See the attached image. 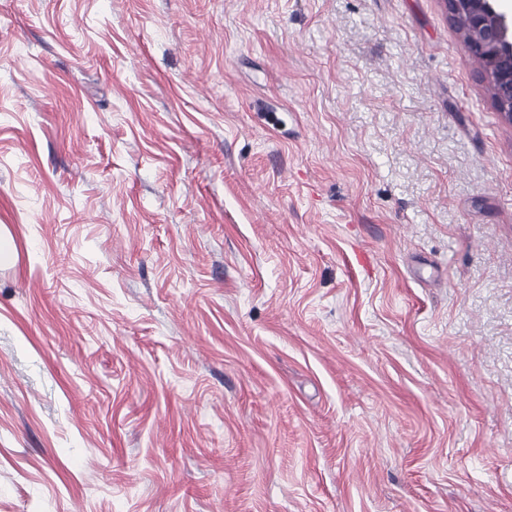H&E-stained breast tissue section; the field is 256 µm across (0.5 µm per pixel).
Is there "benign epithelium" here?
I'll return each instance as SVG.
<instances>
[{"mask_svg": "<svg viewBox=\"0 0 512 512\" xmlns=\"http://www.w3.org/2000/svg\"><path fill=\"white\" fill-rule=\"evenodd\" d=\"M479 65L494 108L512 124V8L507 0H443Z\"/></svg>", "mask_w": 512, "mask_h": 512, "instance_id": "benign-epithelium-1", "label": "benign epithelium"}]
</instances>
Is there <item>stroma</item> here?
<instances>
[{
    "label": "stroma",
    "mask_w": 512,
    "mask_h": 512,
    "mask_svg": "<svg viewBox=\"0 0 512 512\" xmlns=\"http://www.w3.org/2000/svg\"><path fill=\"white\" fill-rule=\"evenodd\" d=\"M0 512H512V125L442 0H0Z\"/></svg>",
    "instance_id": "obj_1"
}]
</instances>
